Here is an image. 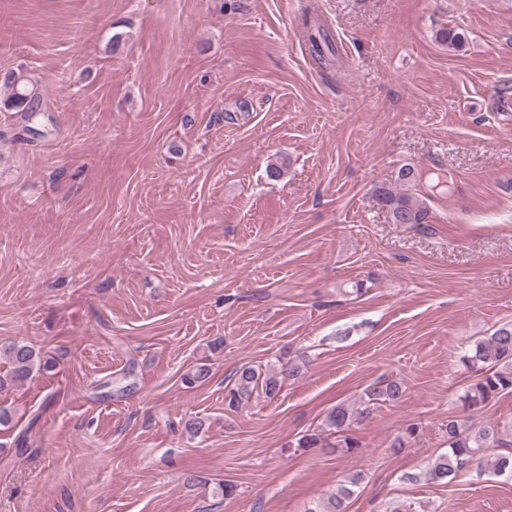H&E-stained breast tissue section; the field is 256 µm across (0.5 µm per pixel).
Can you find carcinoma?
<instances>
[{
  "instance_id": "1",
  "label": "carcinoma",
  "mask_w": 512,
  "mask_h": 512,
  "mask_svg": "<svg viewBox=\"0 0 512 512\" xmlns=\"http://www.w3.org/2000/svg\"><path fill=\"white\" fill-rule=\"evenodd\" d=\"M438 38L454 50L460 49L464 42V34L455 28L441 30ZM0 88L8 90V95L0 98V110L20 115V120L25 122L22 130H29L27 122L35 119L40 112L37 84L18 72L7 71L0 76ZM396 181L399 188L395 190H377V200L390 221L417 227L427 223L429 208L418 193L421 173L407 165L398 170ZM0 358L9 365L7 372L0 374V389L20 385L34 371H45L52 367L51 361L41 358L33 347L20 342L0 345ZM463 363L474 372L473 380L462 396L468 414L448 417V423L444 426L448 448L429 462L424 473L425 479L433 483H444L468 472L485 461L488 449L507 444L505 428L497 422H481L474 418V413L501 394L512 391V322L502 324L490 336L473 342L463 356ZM299 371L297 366L278 372H262L252 366H242L234 372L233 386L225 394L224 402L230 408H237L259 389L272 398L279 392L284 380L298 375ZM402 396V385L396 381L369 388L361 398L362 407L337 405L326 416L324 432L304 437L299 447L314 448L323 441L327 447L354 448L356 442L350 434L351 427L367 417L371 407L379 403H396ZM329 437L334 438L335 442H328ZM354 485L356 479L352 478L349 485L341 487L339 493L326 504L310 508L307 512H346L345 500L354 494Z\"/></svg>"
}]
</instances>
